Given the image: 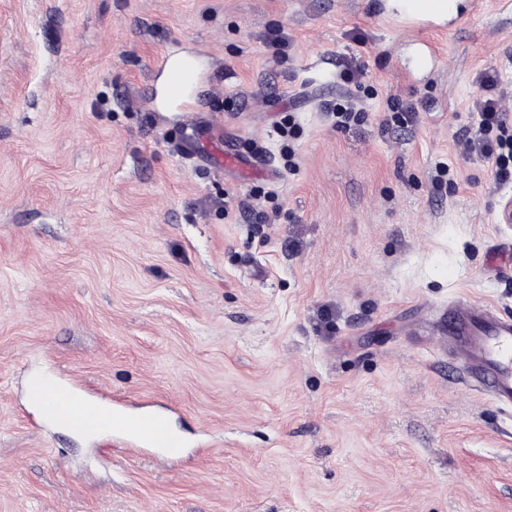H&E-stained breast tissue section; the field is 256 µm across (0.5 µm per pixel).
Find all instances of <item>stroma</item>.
I'll return each instance as SVG.
<instances>
[{"label": "stroma", "instance_id": "obj_1", "mask_svg": "<svg viewBox=\"0 0 512 512\" xmlns=\"http://www.w3.org/2000/svg\"><path fill=\"white\" fill-rule=\"evenodd\" d=\"M178 49L199 72L164 112ZM353 59L367 119L339 129ZM488 67L512 108V5L457 30L385 0H0V512H512V410L439 332L452 301L512 317V184L456 144ZM391 96L416 123L383 127ZM194 114L273 175L174 154ZM56 371L184 456L37 422ZM124 434L140 444L159 448L157 459L162 462H173L184 453L182 442L172 439L164 422L154 418L126 420L121 427Z\"/></svg>", "mask_w": 512, "mask_h": 512}]
</instances>
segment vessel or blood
Masks as SVG:
<instances>
[{"mask_svg": "<svg viewBox=\"0 0 512 512\" xmlns=\"http://www.w3.org/2000/svg\"><path fill=\"white\" fill-rule=\"evenodd\" d=\"M157 64L170 74L168 98L178 104L184 103L185 87L192 80L191 60L181 61L176 54L169 53L158 58ZM203 144L204 139L200 136L189 141L179 138L175 148L183 158L192 160L202 155L211 168L218 171L236 169L246 177L266 171L269 166L264 157L247 158L230 149L208 152ZM444 335L472 380L498 405L512 410V318L495 315L477 304L458 302L448 308V326ZM27 398L49 423L81 427L93 435L99 432L97 413L89 407L85 396L69 384L66 375L54 373L31 383ZM122 430L137 443L158 448L159 461L169 463L184 453L183 443L172 439L160 420H128Z\"/></svg>", "mask_w": 512, "mask_h": 512, "instance_id": "vessel-or-blood-1", "label": "vessel or blood"}]
</instances>
